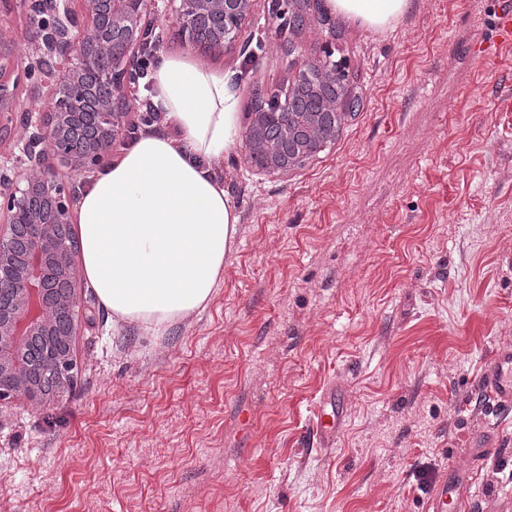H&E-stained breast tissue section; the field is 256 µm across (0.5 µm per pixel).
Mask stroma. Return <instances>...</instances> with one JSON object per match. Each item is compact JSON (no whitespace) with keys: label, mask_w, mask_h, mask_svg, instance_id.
I'll list each match as a JSON object with an SVG mask.
<instances>
[{"label":"stroma","mask_w":512,"mask_h":512,"mask_svg":"<svg viewBox=\"0 0 512 512\" xmlns=\"http://www.w3.org/2000/svg\"><path fill=\"white\" fill-rule=\"evenodd\" d=\"M512 0H413L374 32L279 33L255 0L222 70L246 127L297 58L332 50L361 102L298 169L214 167L239 216L224 283L162 337L112 325L87 282L71 389L0 403V512H426L476 436L464 512H512V411L476 384L512 348ZM338 387L343 418L308 430ZM336 395V388H331L327 397L324 398V404L331 406V413H323L317 416V422L312 425V435L321 445H328L334 439L340 425L339 407Z\"/></svg>","instance_id":"1"}]
</instances>
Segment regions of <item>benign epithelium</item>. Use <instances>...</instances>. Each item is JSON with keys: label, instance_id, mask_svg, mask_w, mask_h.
<instances>
[{"label": "benign epithelium", "instance_id": "1", "mask_svg": "<svg viewBox=\"0 0 512 512\" xmlns=\"http://www.w3.org/2000/svg\"><path fill=\"white\" fill-rule=\"evenodd\" d=\"M32 27L27 50L0 39V143L22 156L0 159V402L24 397L34 410L44 393L71 386L76 284L81 278L73 210L77 179L93 171L128 132L140 50L155 39L156 0H18ZM179 35L193 50L221 53L234 44L254 0H177ZM278 28L302 30L322 0H271ZM31 105L19 109V86ZM345 71L302 60L283 92L258 98L243 132L247 160L269 173L302 167L314 156L310 131L336 137L327 121L351 112ZM71 169L64 183L48 164Z\"/></svg>", "mask_w": 512, "mask_h": 512}]
</instances>
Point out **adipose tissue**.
<instances>
[{
  "label": "adipose tissue",
  "mask_w": 512,
  "mask_h": 512,
  "mask_svg": "<svg viewBox=\"0 0 512 512\" xmlns=\"http://www.w3.org/2000/svg\"><path fill=\"white\" fill-rule=\"evenodd\" d=\"M372 30L394 27L411 0H329ZM150 79L173 133L150 130L99 173L79 202L82 273L116 323L162 336L214 298L239 217L213 172L236 150V99L223 74L162 56Z\"/></svg>",
  "instance_id": "obj_1"
}]
</instances>
